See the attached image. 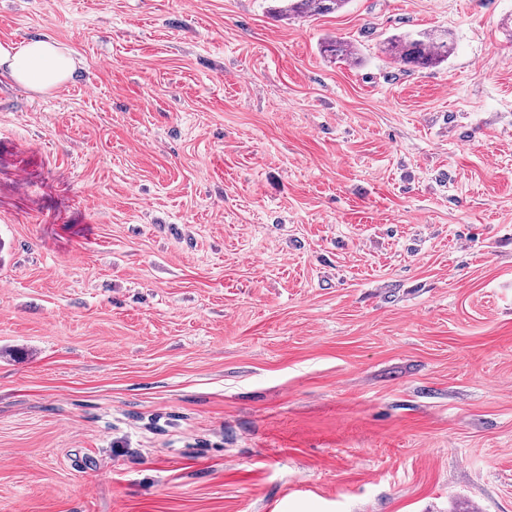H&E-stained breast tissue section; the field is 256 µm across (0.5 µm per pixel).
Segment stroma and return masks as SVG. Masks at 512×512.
<instances>
[{"label": "stroma", "instance_id": "stroma-1", "mask_svg": "<svg viewBox=\"0 0 512 512\" xmlns=\"http://www.w3.org/2000/svg\"><path fill=\"white\" fill-rule=\"evenodd\" d=\"M275 6L0 0V512H512V0ZM282 5L275 10L280 17H310L336 12L347 0H278ZM387 48L403 64L420 68L436 66L448 60L453 49L448 37H437L426 32L419 33L416 37L391 38ZM76 62L64 46L45 38L0 43V76L43 94L73 79Z\"/></svg>", "mask_w": 512, "mask_h": 512}]
</instances>
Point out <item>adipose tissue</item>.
I'll list each match as a JSON object with an SVG mask.
<instances>
[{
  "mask_svg": "<svg viewBox=\"0 0 512 512\" xmlns=\"http://www.w3.org/2000/svg\"><path fill=\"white\" fill-rule=\"evenodd\" d=\"M76 62L64 46L45 38L0 43V76L43 94L73 79Z\"/></svg>",
  "mask_w": 512,
  "mask_h": 512,
  "instance_id": "1",
  "label": "adipose tissue"
}]
</instances>
